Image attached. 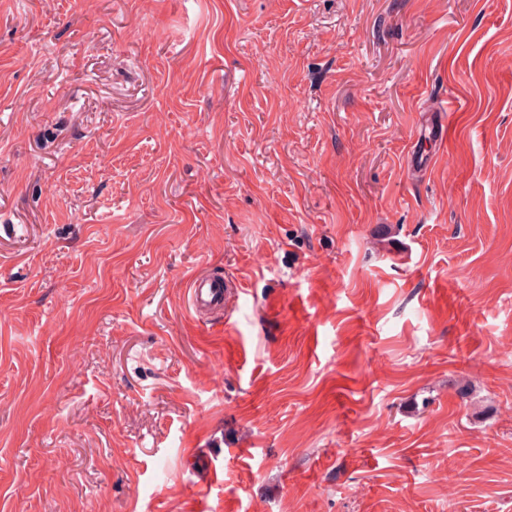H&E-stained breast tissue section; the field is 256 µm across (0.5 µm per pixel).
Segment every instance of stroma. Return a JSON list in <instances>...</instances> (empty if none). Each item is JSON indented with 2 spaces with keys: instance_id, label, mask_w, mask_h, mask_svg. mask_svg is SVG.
<instances>
[{
  "instance_id": "35a3bbf8",
  "label": "stroma",
  "mask_w": 512,
  "mask_h": 512,
  "mask_svg": "<svg viewBox=\"0 0 512 512\" xmlns=\"http://www.w3.org/2000/svg\"><path fill=\"white\" fill-rule=\"evenodd\" d=\"M0 512H512V0H0ZM240 289L236 283L224 282L207 273H199L191 279L188 288V304L199 316L224 313L236 300Z\"/></svg>"
}]
</instances>
